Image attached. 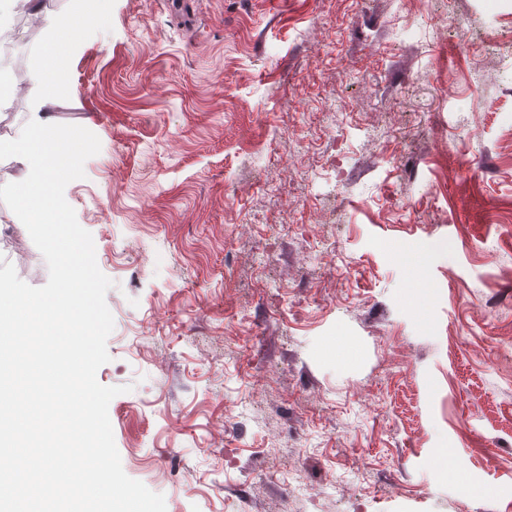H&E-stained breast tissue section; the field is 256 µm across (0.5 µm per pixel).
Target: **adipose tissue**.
Returning <instances> with one entry per match:
<instances>
[{"label": "adipose tissue", "mask_w": 512, "mask_h": 512, "mask_svg": "<svg viewBox=\"0 0 512 512\" xmlns=\"http://www.w3.org/2000/svg\"><path fill=\"white\" fill-rule=\"evenodd\" d=\"M42 19L49 28L51 40L44 52V60L32 72V81L54 92L59 76L68 67V45L82 31L85 15L81 8L64 13H46ZM48 102H41L30 123L17 130L13 138L1 149L22 159L32 170L31 175L10 185L9 190L29 211L33 224H51L55 218L52 212L41 206V199L47 198L57 179L59 169L67 167L71 155L51 147L46 141L51 125L46 117Z\"/></svg>", "instance_id": "1"}]
</instances>
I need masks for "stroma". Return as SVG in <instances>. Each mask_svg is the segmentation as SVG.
<instances>
[{"label": "stroma", "instance_id": "1", "mask_svg": "<svg viewBox=\"0 0 512 512\" xmlns=\"http://www.w3.org/2000/svg\"><path fill=\"white\" fill-rule=\"evenodd\" d=\"M48 116L101 142L97 380L167 512H512V0H112ZM8 263L48 280L0 202Z\"/></svg>", "mask_w": 512, "mask_h": 512}]
</instances>
